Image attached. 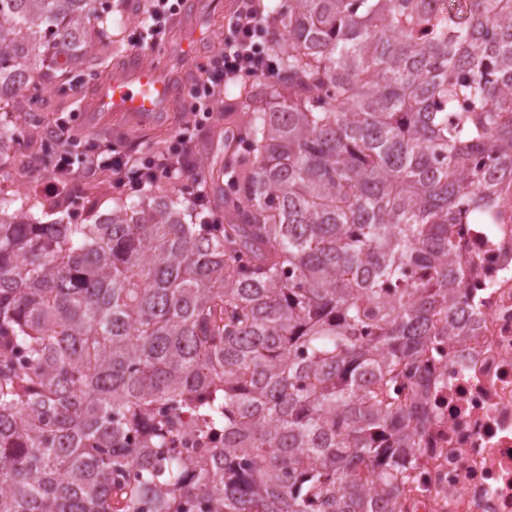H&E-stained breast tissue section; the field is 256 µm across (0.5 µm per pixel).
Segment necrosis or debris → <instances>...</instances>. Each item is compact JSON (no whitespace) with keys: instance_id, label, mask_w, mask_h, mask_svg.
I'll use <instances>...</instances> for the list:
<instances>
[{"instance_id":"1","label":"necrosis or debris","mask_w":512,"mask_h":512,"mask_svg":"<svg viewBox=\"0 0 512 512\" xmlns=\"http://www.w3.org/2000/svg\"><path fill=\"white\" fill-rule=\"evenodd\" d=\"M459 243L481 266L461 291L465 335L430 348L426 453L409 512H512V224L492 239L461 225Z\"/></svg>"}]
</instances>
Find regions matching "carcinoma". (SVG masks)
<instances>
[{"label": "carcinoma", "mask_w": 512, "mask_h": 512, "mask_svg": "<svg viewBox=\"0 0 512 512\" xmlns=\"http://www.w3.org/2000/svg\"><path fill=\"white\" fill-rule=\"evenodd\" d=\"M97 3L0 0V104L48 62L70 90ZM263 10L277 73L192 197L46 224L0 196V512H403L455 225L493 238L512 177V0Z\"/></svg>", "instance_id": "obj_1"}]
</instances>
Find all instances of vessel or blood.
I'll return each mask as SVG.
<instances>
[{
  "mask_svg": "<svg viewBox=\"0 0 512 512\" xmlns=\"http://www.w3.org/2000/svg\"><path fill=\"white\" fill-rule=\"evenodd\" d=\"M174 80L163 65H148L137 56H130L96 90L95 109L107 116L151 121L168 109L175 94Z\"/></svg>",
  "mask_w": 512,
  "mask_h": 512,
  "instance_id": "vessel-or-blood-1",
  "label": "vessel or blood"
}]
</instances>
